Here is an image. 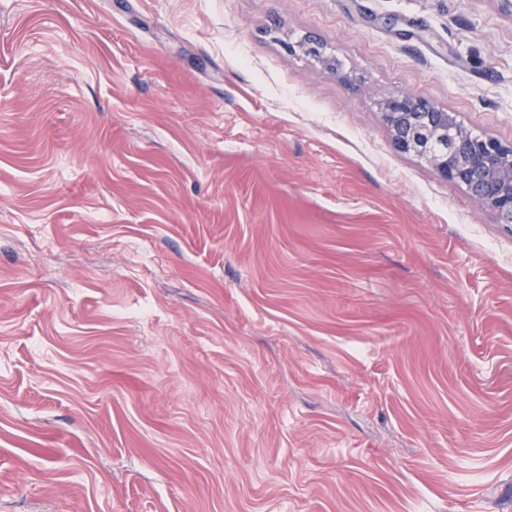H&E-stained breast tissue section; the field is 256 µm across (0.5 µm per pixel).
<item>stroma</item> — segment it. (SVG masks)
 <instances>
[{
	"instance_id": "1",
	"label": "stroma",
	"mask_w": 512,
	"mask_h": 512,
	"mask_svg": "<svg viewBox=\"0 0 512 512\" xmlns=\"http://www.w3.org/2000/svg\"><path fill=\"white\" fill-rule=\"evenodd\" d=\"M397 92L512 143V13L0 0V512H512V224Z\"/></svg>"
}]
</instances>
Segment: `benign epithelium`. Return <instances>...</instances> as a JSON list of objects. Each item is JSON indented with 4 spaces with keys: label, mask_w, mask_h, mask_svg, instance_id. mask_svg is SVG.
<instances>
[{
    "label": "benign epithelium",
    "mask_w": 512,
    "mask_h": 512,
    "mask_svg": "<svg viewBox=\"0 0 512 512\" xmlns=\"http://www.w3.org/2000/svg\"><path fill=\"white\" fill-rule=\"evenodd\" d=\"M395 146L427 158L504 224H512V144L478 137L428 100L399 92L381 102Z\"/></svg>",
    "instance_id": "benign-epithelium-1"
}]
</instances>
